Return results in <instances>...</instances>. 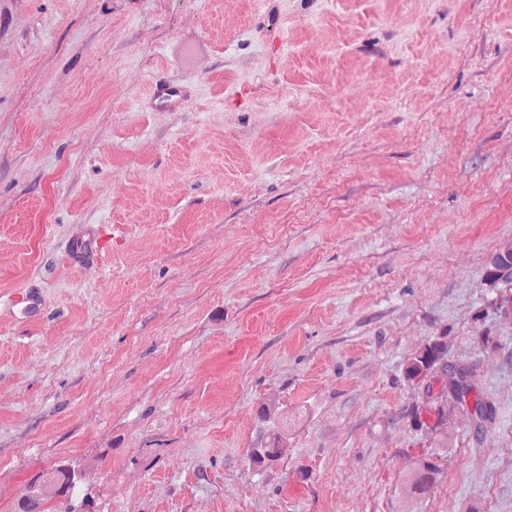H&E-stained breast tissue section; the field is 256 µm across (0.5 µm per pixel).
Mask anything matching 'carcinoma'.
Returning a JSON list of instances; mask_svg holds the SVG:
<instances>
[{"label": "carcinoma", "instance_id": "obj_1", "mask_svg": "<svg viewBox=\"0 0 512 512\" xmlns=\"http://www.w3.org/2000/svg\"><path fill=\"white\" fill-rule=\"evenodd\" d=\"M512 266V240L503 242L491 256L487 267ZM476 364L461 363L451 358L448 336L444 333L425 341L408 358L404 375L420 391V402L411 409L412 429L424 432L441 441L448 440V427L463 415L479 434L491 428L497 419V406L482 396L475 388L473 378ZM286 441L271 430H262L250 459L254 468L262 471L279 462L287 453ZM57 476L52 480L56 487L69 485L78 491L79 475H73L65 465L56 467ZM442 469L432 454L412 458L405 477L404 492L408 502L426 499L435 488ZM40 487H31L18 503V512H42Z\"/></svg>", "mask_w": 512, "mask_h": 512}]
</instances>
